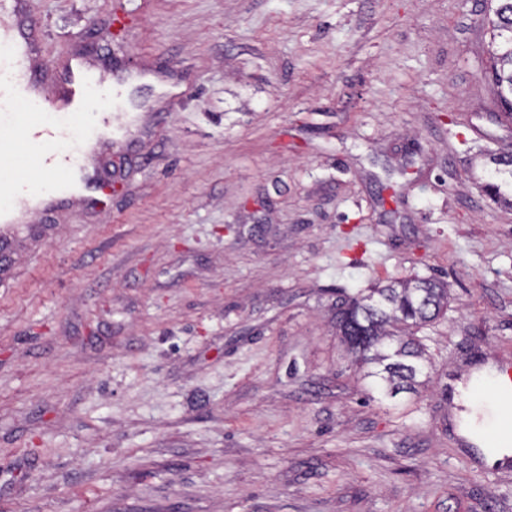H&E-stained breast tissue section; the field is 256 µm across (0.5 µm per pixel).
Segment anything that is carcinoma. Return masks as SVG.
<instances>
[{
	"mask_svg": "<svg viewBox=\"0 0 512 512\" xmlns=\"http://www.w3.org/2000/svg\"><path fill=\"white\" fill-rule=\"evenodd\" d=\"M491 20L500 38L491 75L507 115L512 116V0H495ZM448 311V288L430 278L392 280L365 296L336 303V330L356 361L371 365L365 376L390 395L420 385L425 348L417 331Z\"/></svg>",
	"mask_w": 512,
	"mask_h": 512,
	"instance_id": "cac0c4a2",
	"label": "carcinoma"
}]
</instances>
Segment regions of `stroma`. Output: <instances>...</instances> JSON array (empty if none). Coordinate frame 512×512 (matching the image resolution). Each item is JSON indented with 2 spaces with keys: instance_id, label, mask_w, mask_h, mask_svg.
Segmentation results:
<instances>
[{
  "instance_id": "stroma-1",
  "label": "stroma",
  "mask_w": 512,
  "mask_h": 512,
  "mask_svg": "<svg viewBox=\"0 0 512 512\" xmlns=\"http://www.w3.org/2000/svg\"><path fill=\"white\" fill-rule=\"evenodd\" d=\"M43 58L162 80L96 204L33 211L0 279V512H512L447 394L512 363V119L482 0H34ZM182 96L167 107V84ZM497 191H490V184ZM448 287L417 393L336 302Z\"/></svg>"
}]
</instances>
